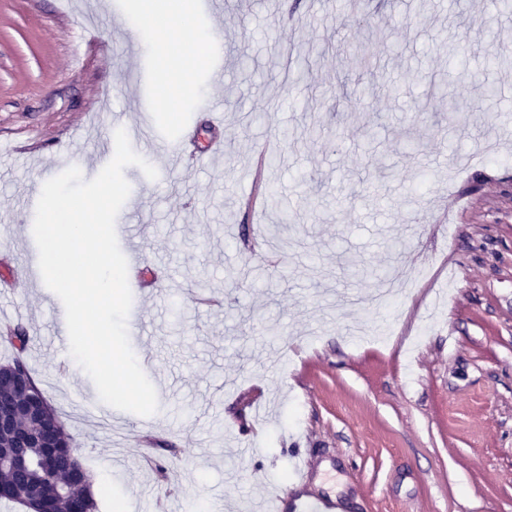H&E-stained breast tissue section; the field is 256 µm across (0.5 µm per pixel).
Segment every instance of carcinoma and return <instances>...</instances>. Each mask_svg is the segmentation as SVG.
I'll use <instances>...</instances> for the list:
<instances>
[{"label": "carcinoma", "mask_w": 512, "mask_h": 512, "mask_svg": "<svg viewBox=\"0 0 512 512\" xmlns=\"http://www.w3.org/2000/svg\"><path fill=\"white\" fill-rule=\"evenodd\" d=\"M349 9V20L365 24L378 42L385 43L384 30L376 17L358 16L355 0L349 3ZM0 340L14 350L13 358L0 370V394L5 398L20 397L14 390V383L20 381L28 394H36L45 401L41 414L20 418L17 428L36 432L47 423L58 424L51 443L41 447L15 448L11 434L0 432V453L6 456L0 465V485L6 492L0 497L18 503L30 512H71L76 505L79 512H97L88 471L75 456L70 434L30 372L26 360L28 336L25 327L19 323L5 326L0 331Z\"/></svg>", "instance_id": "cac0c4a2"}]
</instances>
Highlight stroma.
<instances>
[{"label":"stroma","instance_id":"1","mask_svg":"<svg viewBox=\"0 0 512 512\" xmlns=\"http://www.w3.org/2000/svg\"><path fill=\"white\" fill-rule=\"evenodd\" d=\"M296 2L196 14L224 35V79L198 71L201 97L171 116L133 0H0V278L14 280L0 305L20 314L77 455L107 479L99 512H247L298 455L300 492L346 512H512V68L494 71L489 102L472 78L483 48L512 45V10L361 0L387 28L369 74L344 0ZM146 106L158 177L127 167L116 218L144 228L130 345L159 408L142 417L102 403L62 350L33 223L44 183L72 166L94 178L113 113ZM491 135L495 152L456 166ZM260 175L276 196L247 204ZM142 436L166 480L142 463Z\"/></svg>","mask_w":512,"mask_h":512}]
</instances>
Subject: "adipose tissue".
Returning a JSON list of instances; mask_svg holds the SVG:
<instances>
[{
	"instance_id": "obj_1",
	"label": "adipose tissue",
	"mask_w": 512,
	"mask_h": 512,
	"mask_svg": "<svg viewBox=\"0 0 512 512\" xmlns=\"http://www.w3.org/2000/svg\"><path fill=\"white\" fill-rule=\"evenodd\" d=\"M136 21L149 34L159 74L157 98L167 112L177 111L196 91V70L207 62L209 34L195 23L193 0H136Z\"/></svg>"
}]
</instances>
